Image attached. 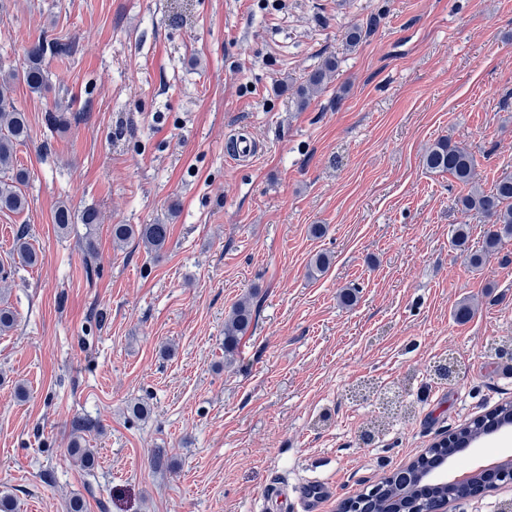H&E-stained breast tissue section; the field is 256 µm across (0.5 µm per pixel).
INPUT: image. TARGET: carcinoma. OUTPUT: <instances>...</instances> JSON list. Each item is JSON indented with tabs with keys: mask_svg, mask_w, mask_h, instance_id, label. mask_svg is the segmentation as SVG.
Returning a JSON list of instances; mask_svg holds the SVG:
<instances>
[{
	"mask_svg": "<svg viewBox=\"0 0 512 512\" xmlns=\"http://www.w3.org/2000/svg\"><path fill=\"white\" fill-rule=\"evenodd\" d=\"M73 52V44L37 39L22 50L19 68L0 76V212L17 213L28 206L21 190L27 173L15 165V149L30 137L26 114L19 111L11 97V87L16 80H23L29 89L40 93L48 87L49 76L44 67L46 55L65 57ZM336 67L332 59L308 73L305 83L298 89L300 105L305 106L323 89L328 73ZM423 163L435 173H447L458 183L469 187L466 194L455 199L463 213L476 212L487 216L493 229L480 250L466 254L473 269L480 268L488 253L498 249L501 242L512 238V172L502 173L489 190L476 181L474 156L463 146L448 139H440L425 152ZM170 237L168 224H114L112 240L123 243L137 239L150 253L161 254ZM16 256L24 266L38 262V254L27 241V230L16 232ZM253 306L248 299L238 302L224 322V354L236 353L243 335L252 323ZM453 434L461 442L477 443L485 435L483 427L469 422L456 427ZM453 447H433L427 451V460L418 467L407 466L393 471L384 479L382 492L357 495L364 512H439L442 500L453 499L465 490L446 482H438L429 489L420 487L423 479L439 467L438 460L448 458Z\"/></svg>",
	"mask_w": 512,
	"mask_h": 512,
	"instance_id": "cac0c4a2",
	"label": "carcinoma"
}]
</instances>
